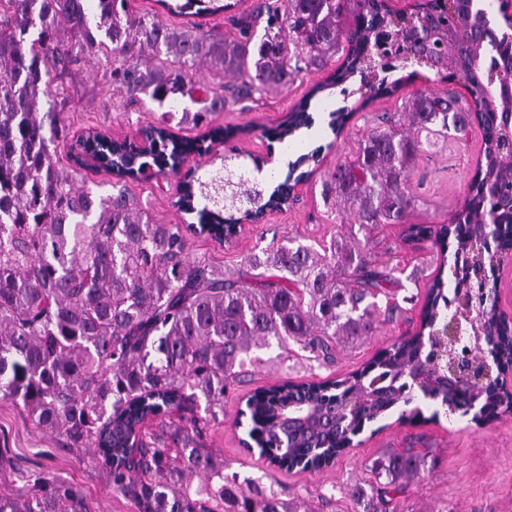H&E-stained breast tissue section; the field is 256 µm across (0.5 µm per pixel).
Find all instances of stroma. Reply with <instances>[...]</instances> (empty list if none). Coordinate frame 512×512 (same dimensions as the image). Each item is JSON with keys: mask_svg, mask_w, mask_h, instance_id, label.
I'll return each instance as SVG.
<instances>
[{"mask_svg": "<svg viewBox=\"0 0 512 512\" xmlns=\"http://www.w3.org/2000/svg\"><path fill=\"white\" fill-rule=\"evenodd\" d=\"M325 72L301 73L295 83L282 93L267 94L248 102L245 110L219 112L214 124L251 127L237 148L244 159L272 156L278 176H285L287 166L302 155L318 152L316 172L298 186L296 201L289 207L267 213L260 223L247 225L238 238L223 244L211 238L190 235L188 252L214 266L231 269L242 256L266 246L273 236L286 233L308 243L329 240L340 226L330 204L322 195V184L337 163L354 153L358 140L374 114L395 111L402 100L416 93L439 92L449 83L436 71L424 68L420 76L391 96L374 98L362 105L359 84L350 81L327 91L322 102L312 109L315 124L294 139L288 154H269L270 142L262 128L281 122L288 111L317 83ZM350 110L352 117L341 134H333L330 123L334 111ZM70 139L88 129L102 131L115 139H130L151 122L147 108L129 104L110 86L101 66L88 64L75 76L70 100L65 107ZM483 137L479 128H470L463 139L437 140L420 152L410 176L411 189L417 195L413 224H447L466 196L467 184L483 160ZM177 177L162 180L140 178L126 183L129 197L159 224H187L189 215L177 206ZM408 267H424L422 279L405 283L408 296L407 317L418 318L432 279L438 273L440 257L430 251L407 250ZM398 335L395 325L384 324L374 336L354 347L338 352L336 361L322 365L296 356L286 363L274 361L250 368L246 383L229 392L224 400V415L210 423L198 437L204 451L224 460V473L242 485H258L279 492L286 500L302 499L311 512H356L348 488L355 482L370 480L364 464L388 448H412L427 456V470L421 482L412 483L405 493L408 512H512V414L480 423L472 415L456 411L436 401H416L420 420L398 422L388 416L387 427L375 431L366 425L355 439V447L336 463L318 472H286L271 466L258 452L248 451L241 440L246 430L236 427L239 409L246 394L258 387L286 379L312 376L336 377L352 373L368 363L376 352L390 345ZM44 472L69 481L85 495L93 512H134L131 502L113 492L104 464L91 449H65L57 436L35 428L21 405L0 401V489L22 495L27 491L26 474Z\"/></svg>", "mask_w": 512, "mask_h": 512, "instance_id": "1", "label": "stroma"}]
</instances>
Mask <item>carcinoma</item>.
<instances>
[{"mask_svg":"<svg viewBox=\"0 0 512 512\" xmlns=\"http://www.w3.org/2000/svg\"><path fill=\"white\" fill-rule=\"evenodd\" d=\"M0 0V400L22 404L36 428L65 448H91L108 469L112 490L134 512H300L266 489L244 490L224 477V460L197 447L194 437L224 415V394L245 383L257 352L288 342L321 364L341 348L400 319L395 287L403 272L394 261L402 245L429 241L436 252L455 241L453 264L466 266L471 241L483 228L498 229V247L512 250V210L495 211L490 190L512 157L499 152L512 114L488 99L481 86L470 99L453 91L417 93L394 112L372 118L353 156L336 166L323 188L336 218L358 231L338 233L318 247L290 237L272 240L224 270L192 260L178 224H156L130 207L124 178L139 168L158 171L201 144L169 131L175 96L187 101L182 120L206 126L210 142L237 135L212 127V116L255 95L281 92L304 67L324 70L342 49L343 16L354 0H257L246 15H231L232 36L201 24L171 26L157 14L138 12L131 0ZM403 41L422 34L405 18H390L382 0L358 14L354 46L341 66L317 84L283 125L268 132L282 143L312 124L311 101L357 73L365 49L377 45L382 25ZM263 34L256 36L257 28ZM110 62L109 81L131 103L161 109L153 126L150 160L134 161L132 146L97 133L83 149L57 159L68 136L60 90L85 63ZM206 66L218 82L198 77ZM486 115L484 159L471 179L457 224H407L400 242L382 257L369 247L384 224H406L416 199L410 173L420 135L444 138L465 132L472 109ZM96 155L117 177L114 192L75 185L83 156ZM224 184L220 170L179 185L183 210L198 216L216 239L267 208L287 203L302 175L289 170L269 194L241 167ZM209 203L197 207L198 189ZM363 237H358V233ZM437 275L419 313V324L367 366L337 380L285 382L257 389L247 399L260 454L281 469L320 470L347 449L362 423L385 418L416 397L400 375L426 373L442 404L455 406L446 370L424 366L437 320L451 317ZM485 301L486 336L470 343L473 358L512 367V326ZM486 419L512 411V401L480 385ZM290 413L313 408L329 422L318 432L290 428L275 405ZM190 412L184 418V412ZM426 457L387 449L366 469L370 490L355 483L349 494L359 512H397L408 485L423 479ZM187 474L203 478L193 493ZM28 492H0V512H90L71 483L43 472L27 475Z\"/></svg>","mask_w":512,"mask_h":512,"instance_id":"1","label":"carcinoma"}]
</instances>
